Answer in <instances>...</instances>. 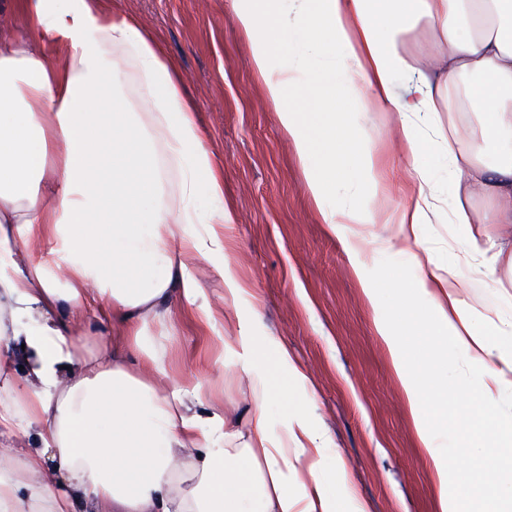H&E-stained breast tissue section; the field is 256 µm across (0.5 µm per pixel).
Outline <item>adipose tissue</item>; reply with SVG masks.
<instances>
[{
  "instance_id": "obj_1",
  "label": "adipose tissue",
  "mask_w": 512,
  "mask_h": 512,
  "mask_svg": "<svg viewBox=\"0 0 512 512\" xmlns=\"http://www.w3.org/2000/svg\"><path fill=\"white\" fill-rule=\"evenodd\" d=\"M229 2L324 223H377L384 198L378 126L354 123L335 93L317 90L341 74L363 111L395 113L394 137L415 161L395 219L403 245L412 249L422 225L445 210L422 162L437 149L451 169L452 223L512 225V0ZM271 5L299 34L297 51L272 40L264 23ZM21 7L25 37L0 36V512H344L324 485L323 444L303 418L289 420L284 439L268 437L271 388L248 341L238 358L254 406L241 424L210 380L168 369L174 305L208 328L216 320L203 288L208 272L223 279L228 307L245 293L224 265L219 227L232 221L224 172L183 77L153 35L104 16L99 0ZM422 25L435 43L415 51L410 36ZM116 46L137 61L168 134L164 152L112 93ZM398 76L409 82L402 97ZM291 89L299 103L287 102ZM443 112L448 132L431 138ZM469 112L478 117L476 144L455 126ZM340 149L370 174L368 201L334 203ZM317 154L322 163H313ZM165 158L182 171L174 202L163 187ZM38 244L48 246L46 259H34ZM410 258L419 275L396 290L410 327L397 335L382 322L377 330L431 451L441 512H472L475 500L480 512H506L512 480L491 473L499 449L512 447V419L489 408L512 391V354L489 339L512 337V319L478 321L453 267L413 249ZM96 312L112 321L114 349L87 346V316ZM451 346L485 376L469 413L456 418L486 464L465 472L469 493L453 498L448 463L431 450L437 421L454 412L444 372Z\"/></svg>"
}]
</instances>
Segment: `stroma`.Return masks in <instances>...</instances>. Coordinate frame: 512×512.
<instances>
[{"label":"stroma","instance_id":"1","mask_svg":"<svg viewBox=\"0 0 512 512\" xmlns=\"http://www.w3.org/2000/svg\"><path fill=\"white\" fill-rule=\"evenodd\" d=\"M104 15L120 13L144 26L185 78L206 145L224 170V262L247 289L239 317L217 320L205 335L185 318L175 320L176 363L184 375L208 365L213 381L237 402V416L251 405L237 380V356L222 341L246 336L265 351L260 371L274 390L266 404L267 433L284 437L288 420L303 413L325 440L323 477L330 495L345 499L346 512H440L439 489L422 448L387 345L377 321L403 328L392 281L415 279L418 271L393 236L388 219L407 200L413 161L393 137H385L382 175L388 183L384 223L325 224L309 192L295 147L282 128L264 82L250 66L252 47L237 31L224 0H100ZM121 63L116 89L128 111L138 113L156 148L165 131L153 119L133 57L115 48ZM485 225L440 221L424 225L420 248L439 265H452L470 285L468 302L478 318H512V256L499 260L501 285L481 286L482 259L463 251L466 236ZM361 239L353 251L345 244ZM376 289L371 304L366 289ZM287 345L292 364L275 360ZM448 400L466 412L481 377L466 355L449 349ZM304 379H295L292 366ZM433 446L449 462L448 493L461 491V472L479 468L455 421L438 424Z\"/></svg>","mask_w":512,"mask_h":512}]
</instances>
